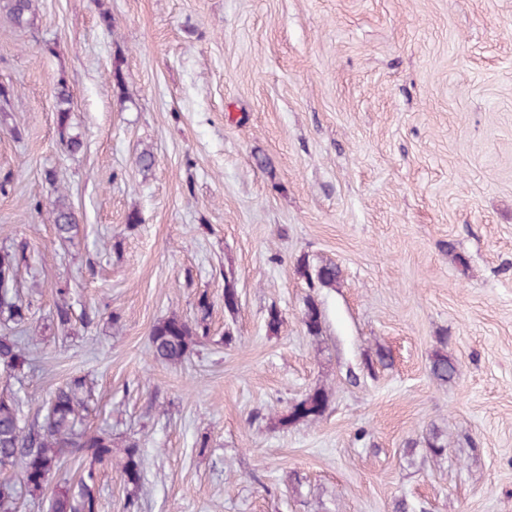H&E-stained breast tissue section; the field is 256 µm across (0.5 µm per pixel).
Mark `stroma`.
I'll list each match as a JSON object with an SVG mask.
<instances>
[{
  "instance_id": "1",
  "label": "stroma",
  "mask_w": 512,
  "mask_h": 512,
  "mask_svg": "<svg viewBox=\"0 0 512 512\" xmlns=\"http://www.w3.org/2000/svg\"><path fill=\"white\" fill-rule=\"evenodd\" d=\"M34 5L0 14V252L39 364L0 393L39 423L83 380L78 428L112 436L56 481L94 471L99 512H512V0ZM202 296L207 337L155 361ZM33 1L34 0H1L0 12L3 10L15 26L22 27L27 25L34 15L35 9ZM56 98L59 103V108L57 111V124L61 132L62 140L64 141L70 124L71 94L66 84L62 81L56 88ZM51 218L61 238H69L70 236L67 235L77 228V218L74 210L61 195L53 203ZM197 308L202 316L193 324L177 316H172L154 326L150 336V351L154 360L162 363H181L193 342V337H206V319L209 304L201 297ZM201 331V333H200ZM324 409V394L321 391H315L293 406L292 411L288 415V421L292 422L303 418H317L322 415Z\"/></svg>"
}]
</instances>
